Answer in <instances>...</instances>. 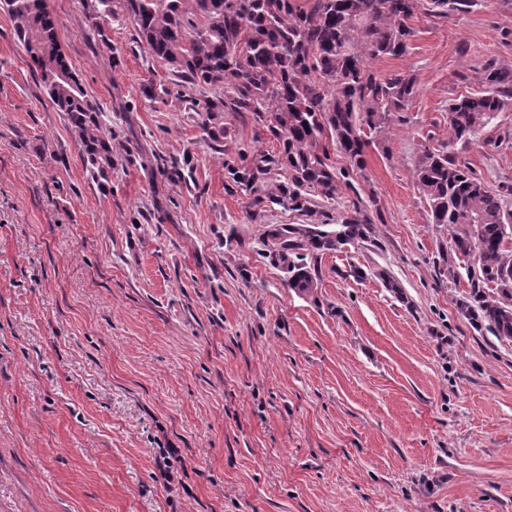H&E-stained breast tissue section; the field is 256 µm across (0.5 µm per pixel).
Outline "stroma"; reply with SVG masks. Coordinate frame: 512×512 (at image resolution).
Segmentation results:
<instances>
[{
	"instance_id": "obj_1",
	"label": "stroma",
	"mask_w": 512,
	"mask_h": 512,
	"mask_svg": "<svg viewBox=\"0 0 512 512\" xmlns=\"http://www.w3.org/2000/svg\"><path fill=\"white\" fill-rule=\"evenodd\" d=\"M49 7L128 153L110 191L88 180L0 9V512H512V346L458 316L412 180L448 141L450 100L512 66V0L417 13L406 54L370 61L414 95L353 180L375 232L323 255L313 298L261 254L267 225L301 216L229 189L132 23L103 43L82 0ZM150 83L169 94L148 100ZM227 128L225 155L279 147L251 113ZM454 151L512 181V112ZM186 157L190 179H170ZM352 263L366 280L340 278ZM168 447L186 469L167 489Z\"/></svg>"
}]
</instances>
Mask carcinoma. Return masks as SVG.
Segmentation results:
<instances>
[{"mask_svg": "<svg viewBox=\"0 0 512 512\" xmlns=\"http://www.w3.org/2000/svg\"><path fill=\"white\" fill-rule=\"evenodd\" d=\"M86 26L105 40V25L128 19L136 44L191 88L220 92L188 99L204 140L224 154V115L250 112L279 142L246 156L224 158L235 186L249 191L255 212L274 206L302 217L354 188L365 149L414 94L401 75L379 79L367 62L407 51L410 21L464 12L472 0H83ZM19 45L36 65L49 99L64 113L85 171L103 191L123 144L112 143L109 118L72 70L57 37L48 0H0ZM479 90L448 104V148L426 146L413 182L431 222L448 237L438 271L467 290L455 299L458 315L477 331L512 342V182L488 185L453 146L471 142L512 101V69L485 67ZM347 160L336 171L331 153ZM332 232L313 224H278L264 232L263 257L282 265L286 285L311 297L319 288L318 258L367 241L373 220L362 200ZM476 263L478 274L469 273Z\"/></svg>", "mask_w": 512, "mask_h": 512, "instance_id": "cac0c4a2", "label": "carcinoma"}]
</instances>
